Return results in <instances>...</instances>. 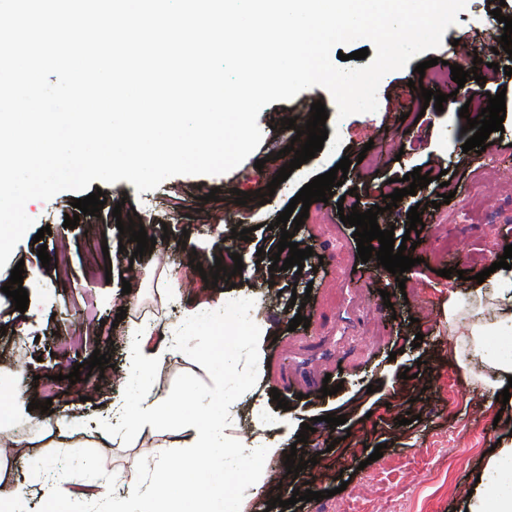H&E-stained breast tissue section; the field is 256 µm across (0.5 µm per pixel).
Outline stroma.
Instances as JSON below:
<instances>
[{"label":"stroma","instance_id":"stroma-1","mask_svg":"<svg viewBox=\"0 0 512 512\" xmlns=\"http://www.w3.org/2000/svg\"><path fill=\"white\" fill-rule=\"evenodd\" d=\"M499 6L500 0H467L438 49L416 55L405 68L383 77L377 111L342 119L337 109H329V140L276 188L267 204L252 200L238 205L234 192L265 189L277 175L281 162L276 154L287 146L289 133L274 127V120L327 97L322 87L265 106L258 116L261 143L253 157L227 174L173 176L143 193L125 180L112 185L92 181V188L101 189L108 203L100 216L83 215L72 229L65 227L64 217L73 211L74 192L29 202L25 211L35 229L47 226L51 233L39 244L33 243L32 232L25 233L10 258L12 264L23 263L25 273H37L41 285L29 290L28 309L22 313L0 292V324L7 329L0 334V379L21 376L28 398L51 401L52 409L35 415L26 406L16 408L11 429L16 445L10 457L14 479L24 484L37 473L47 483L91 481L110 486L126 477L135 460H154L163 434L132 439L124 448L105 444L102 433L112 426L114 392L104 383L98 396L80 401L79 388L70 384L68 375L77 369L99 378V370L87 367L97 350L108 352L111 363L122 366L131 321L153 319L159 331L176 330L180 313L175 306L163 305L157 292L163 268L184 271L193 298H217L218 290L201 275L214 273L216 258L234 243L233 231L247 228L251 234L242 253L243 269L231 281L236 293L255 295L254 320L272 327L274 342L267 351L262 390L278 389L289 402L290 435H298L302 424L310 421L316 428L307 442L296 445L298 456L309 462L297 477L282 480L285 455L267 463V480L253 512H392L398 502L407 503L410 512H459L492 447L505 435L503 427L493 424L501 405L477 389L471 375L449 356L443 315L449 291H465L468 277L486 269L512 244V75L487 66L498 44L499 24L491 12ZM454 43L480 58V78L467 80L466 89L482 95L505 91L504 131L491 133L490 146L480 153L462 149L466 119L425 106L420 90L408 85L418 63L446 59ZM363 150L373 160L366 170L357 162ZM345 157L351 166L343 185L327 202L313 203L295 233L300 247L313 249L303 270L275 271L272 289L255 288L252 269H269L277 251L281 231L274 223L279 213L305 184ZM259 159L265 162L260 169L254 166ZM417 167L429 172L431 183L416 195L404 196L392 211L394 239L399 242L409 226L410 208L419 203L426 207L421 242L411 252L418 263L400 285L376 259L361 262L354 228L341 221L337 202L353 188L363 206H370L381 199L387 180L403 178ZM444 180L454 196L440 208H431ZM213 189L218 192L214 201L208 198ZM115 200L122 201V213L136 214L147 224L149 236L156 239L151 253L136 257L120 250L111 207ZM458 222L464 230L456 251L442 253L440 238ZM185 238L190 241L186 252L179 247ZM62 239L69 242L71 252V276L66 280L45 269L37 256L42 246L55 252ZM194 253L204 258L201 269L189 265ZM94 266L110 271L109 277L97 278L92 293L94 326L110 324L111 336L94 338L72 349L68 358H60V340L85 325L78 285L85 270ZM447 268L465 271L466 279L457 274L441 277ZM134 269L143 274L140 301L120 320L116 314L124 300L122 280ZM385 291L390 294L386 300L381 297ZM294 296L303 298L304 306L292 305ZM299 314L308 318L309 327L290 328ZM208 341L206 330L185 332L181 353L156 376L157 390L179 397L187 390L212 386L211 374L195 359L196 350ZM329 351L336 354L330 382L337 385V393L325 397L315 386L308 397H299L288 385L289 375H308L312 359ZM408 368L416 370V377L402 379ZM52 375L60 381L58 396L51 398L34 380ZM330 413L345 415L346 423L329 427L323 417ZM408 414L413 422L402 424ZM60 416L85 421L83 430L63 448L48 434ZM378 446L382 457L369 461L370 449ZM304 487L322 492V499L291 504L294 490ZM275 496L288 500V507L268 508Z\"/></svg>","mask_w":512,"mask_h":512}]
</instances>
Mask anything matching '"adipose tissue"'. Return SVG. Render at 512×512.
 I'll use <instances>...</instances> for the list:
<instances>
[{
	"mask_svg": "<svg viewBox=\"0 0 512 512\" xmlns=\"http://www.w3.org/2000/svg\"><path fill=\"white\" fill-rule=\"evenodd\" d=\"M253 296H223L185 304L182 330L211 322L219 334L215 346L199 352L200 363L213 374L206 390L190 391L180 400L159 394L154 374L181 346V337L159 336L148 320L132 323L127 332V359L117 383L122 391L114 410L120 419L113 438L168 434L171 459L153 469L138 464L124 479L125 490L95 491L96 499H111L112 512H250L265 482V464L281 453L277 428L287 415L270 417L265 399L257 395L263 377L268 326L252 316ZM459 293L448 295L446 317L453 351L469 346L486 371L480 385L498 394L512 381V311L492 324H468L462 319ZM253 397L254 430L246 441L232 443L225 435L238 417L237 406ZM484 476L468 503V512H512V437L488 455Z\"/></svg>",
	"mask_w": 512,
	"mask_h": 512,
	"instance_id": "obj_1",
	"label": "adipose tissue"
}]
</instances>
